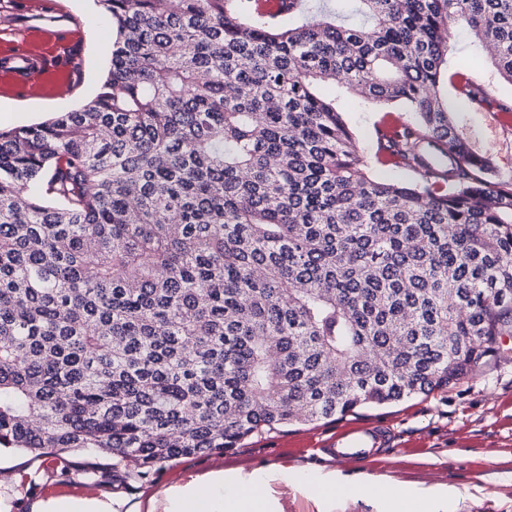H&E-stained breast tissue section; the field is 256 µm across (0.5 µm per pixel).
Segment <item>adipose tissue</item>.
<instances>
[{
	"instance_id": "obj_1",
	"label": "adipose tissue",
	"mask_w": 512,
	"mask_h": 512,
	"mask_svg": "<svg viewBox=\"0 0 512 512\" xmlns=\"http://www.w3.org/2000/svg\"><path fill=\"white\" fill-rule=\"evenodd\" d=\"M299 488L317 503L331 502L345 492L365 500H384L392 512H455L460 501L470 498L466 485L451 483L427 488H407L390 477L378 475L367 481L346 479L334 468L307 465L265 468L244 473L227 469L204 479L191 481L166 491L163 512H278L275 486ZM117 498L82 499L50 497L33 504V512H121Z\"/></svg>"
}]
</instances>
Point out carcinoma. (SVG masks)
<instances>
[{"mask_svg": "<svg viewBox=\"0 0 512 512\" xmlns=\"http://www.w3.org/2000/svg\"><path fill=\"white\" fill-rule=\"evenodd\" d=\"M98 2L94 98L0 131V448L140 477L512 353V186L443 95L455 26L512 84V0ZM326 86L412 107L381 139L419 181L368 176Z\"/></svg>", "mask_w": 512, "mask_h": 512, "instance_id": "1", "label": "carcinoma"}]
</instances>
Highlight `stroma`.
<instances>
[{
  "instance_id": "obj_1",
  "label": "stroma",
  "mask_w": 512,
  "mask_h": 512,
  "mask_svg": "<svg viewBox=\"0 0 512 512\" xmlns=\"http://www.w3.org/2000/svg\"><path fill=\"white\" fill-rule=\"evenodd\" d=\"M42 22L58 33L62 51L80 61V69L64 65L73 88L51 107L23 108L0 112V129L40 123L57 113L86 104L103 80L112 50V33L98 0H43ZM453 57L472 61L471 80L486 88L494 106L463 102L453 83L444 94L459 132L479 153L489 154L491 181L512 180V122L501 108L512 105V85L500 79L479 42L462 28L451 33ZM346 123L354 132L372 177L386 181L412 182L411 170L385 163L379 132L392 121L412 123L416 115L403 104L380 105L363 100L339 98ZM356 420L389 422L395 432V448L385 463L344 467V474L357 480L388 474L410 485L432 486L449 481L479 483L483 491L462 503L457 512H512V483L493 484L489 475L498 473L497 461L512 458V361L493 360L475 375L448 391L417 397L386 409L362 408ZM324 425L290 426L254 436L238 447L209 455H198L151 471L134 482L127 468L99 471L95 489L54 473L40 457L14 450L0 451V471L8 480L0 482V512H32L33 504L49 497L87 498L103 494L124 497L128 504L147 508L151 496L207 473L235 468L245 472L262 466H296L305 463L334 466L318 443Z\"/></svg>"
}]
</instances>
